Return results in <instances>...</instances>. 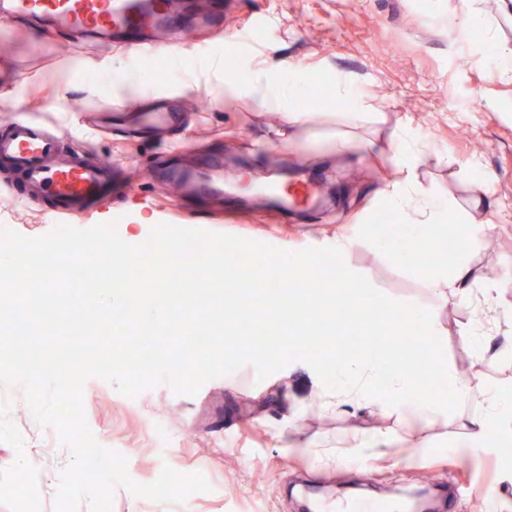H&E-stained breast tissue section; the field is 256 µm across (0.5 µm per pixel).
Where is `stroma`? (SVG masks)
<instances>
[{"label": "stroma", "mask_w": 512, "mask_h": 512, "mask_svg": "<svg viewBox=\"0 0 512 512\" xmlns=\"http://www.w3.org/2000/svg\"><path fill=\"white\" fill-rule=\"evenodd\" d=\"M474 6L493 25L496 40L512 51V18L499 0H198V13H219L222 26L187 36L180 50L181 76L166 56L135 63L112 42L86 51L82 36L69 39L16 21L0 26V124L36 113L72 130L73 99L86 111L108 113L112 127L88 133L100 157L113 161L130 184L97 214L78 220L87 229L116 222L118 233L136 225L147 237L159 223L230 234L297 252L352 242L346 265L394 299L428 310L439 340L434 391L449 377L472 379L512 391V317L493 315L489 361L477 360L461 332L479 308L478 299L444 305L425 285V262H395L375 242L379 192L397 177L384 154L400 122L423 157L419 187L438 202L468 211L465 168L480 157L492 175L483 216L493 229L466 253L465 261L495 280L512 301V79L498 77L497 54L481 46L480 33L456 31L449 21ZM239 42L238 68L266 62L307 76L311 90L336 101L335 77L352 82L375 103L372 121L352 129L359 146L330 149L336 125L325 114L307 124L294 143L278 112L251 98L224 100V44ZM116 61L140 72L144 87L116 90L112 75L98 71ZM164 99L180 119L164 141L124 121L119 110ZM224 161V193L186 200L163 171L171 165L209 169ZM299 167L297 182L315 195L333 192L334 203L282 211L273 199L253 193L254 182L291 187L286 168ZM50 202L24 206L0 196V227L27 237L50 232ZM97 441L128 461L139 483L157 479L163 465L202 474L209 491L182 503H162L116 488L113 512H306L313 501L348 497L403 499L430 488L432 512H512V452L488 445L474 450L462 421L489 411L480 397L456 401L462 418L451 425L438 414L419 421L385 415L369 405L324 403V385L306 363L296 361L257 380L253 366L205 383L195 395L160 385L130 398L114 384L93 377L83 398ZM169 431L158 444L152 426ZM387 446L361 458L358 438L376 431ZM70 458L57 431L32 417L22 386L0 388V512H55L60 472ZM497 497L487 502L485 490Z\"/></svg>", "instance_id": "obj_1"}]
</instances>
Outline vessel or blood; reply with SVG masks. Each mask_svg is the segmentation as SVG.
Returning a JSON list of instances; mask_svg holds the SVG:
<instances>
[{
    "label": "vessel or blood",
    "instance_id": "vessel-or-blood-1",
    "mask_svg": "<svg viewBox=\"0 0 512 512\" xmlns=\"http://www.w3.org/2000/svg\"><path fill=\"white\" fill-rule=\"evenodd\" d=\"M29 16L59 31L84 30L111 34L114 42L137 57L174 52L182 45L187 23L174 0H9L0 19ZM67 136L53 124L27 117L0 134V157L10 159L21 173L29 200L55 202L52 217L73 221L94 214L112 198L113 172L109 161L95 157L89 146L68 147ZM169 175L190 194L224 192L221 171L170 169ZM402 501L366 504L346 500L316 506L315 512H409Z\"/></svg>",
    "mask_w": 512,
    "mask_h": 512
}]
</instances>
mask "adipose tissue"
I'll return each instance as SVG.
<instances>
[{
    "label": "adipose tissue",
    "mask_w": 512,
    "mask_h": 512,
    "mask_svg": "<svg viewBox=\"0 0 512 512\" xmlns=\"http://www.w3.org/2000/svg\"><path fill=\"white\" fill-rule=\"evenodd\" d=\"M228 98L250 97L279 112L289 129H296L312 120V113L302 111L301 103L308 95V87L301 76L285 68L272 70L255 67L250 81L227 83ZM419 147L407 135H399L391 146L390 162L398 172L395 181L387 184L381 193L385 209L402 216L404 228L417 249L432 246L431 233L445 220H458L455 206L432 202L422 195L415 169L420 162ZM470 247L462 242L460 253L450 260H438L426 275L431 292L440 299L454 297L466 300L472 293H480L483 301L497 312H512V303L505 301L498 284L470 267L462 258ZM434 346L390 360L381 353L365 359L347 360L332 369L327 385L330 392L348 400L371 404L378 411L393 408L407 417H422L436 410H447L449 404L465 397H486L491 413L468 418L465 426L472 438L484 439L489 432L512 444V397L493 391H483L473 380L455 379L447 393H433L428 378L429 368L435 367Z\"/></svg>",
    "instance_id": "obj_1"
}]
</instances>
